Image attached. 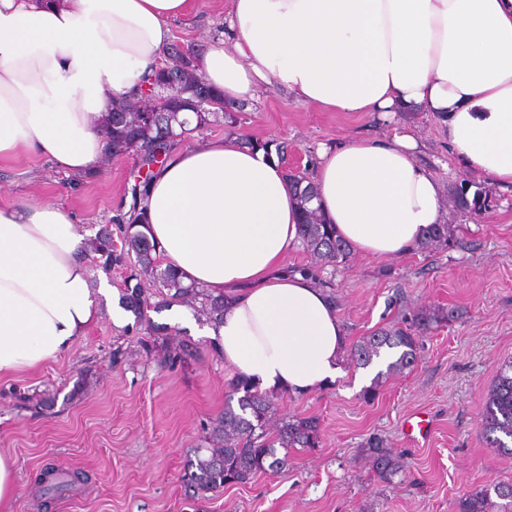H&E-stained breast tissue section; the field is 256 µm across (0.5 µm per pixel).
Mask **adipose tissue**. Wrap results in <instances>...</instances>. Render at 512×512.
I'll use <instances>...</instances> for the list:
<instances>
[{"instance_id": "obj_1", "label": "adipose tissue", "mask_w": 512, "mask_h": 512, "mask_svg": "<svg viewBox=\"0 0 512 512\" xmlns=\"http://www.w3.org/2000/svg\"><path fill=\"white\" fill-rule=\"evenodd\" d=\"M190 0H0V161L49 158L73 179L111 147L112 103L139 94ZM229 39L198 59L227 104L276 87L324 112L396 118L388 139L320 147L316 207L359 254L417 249L446 221L442 185L400 123L427 112L458 163L512 187V0H227ZM148 236L184 283L224 296L208 328L232 379L298 396L343 374L345 331L314 277L286 271L300 201L264 150L200 141L155 170ZM85 239L61 206L0 205V377L68 351L97 319Z\"/></svg>"}]
</instances>
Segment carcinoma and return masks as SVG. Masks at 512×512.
<instances>
[{
  "mask_svg": "<svg viewBox=\"0 0 512 512\" xmlns=\"http://www.w3.org/2000/svg\"><path fill=\"white\" fill-rule=\"evenodd\" d=\"M169 62L155 69L150 78L155 86L174 84L182 91L176 105L182 112H128L127 103L118 102L106 112L103 133L112 145V154L132 153L138 164L149 167L159 150L170 156L195 128L212 122H223L231 133L237 130L235 112H197L193 104L208 99L219 101L216 93L198 73L196 53L174 45L166 51ZM288 180L299 192L300 244L323 266H346L351 247L336 236L333 225L326 223L319 210L309 207L315 188L307 177L288 174ZM148 182L131 186L133 206L123 225L118 227L122 245L116 246L112 226L100 227L86 242L88 255L104 270L128 267L130 274L121 289L120 304L134 316L135 325L144 331L139 347L146 359L161 367L174 368L195 359L198 344L189 337H179L165 323L154 321L149 312L159 313L173 305L190 306L199 321L214 326L224 316V297L207 289L185 284L178 273L165 265L157 245L142 231L145 213L138 208L147 191ZM450 196L462 211L482 209V190H466V184L452 187ZM448 241V225L437 224L422 243L430 249ZM448 312L440 307H422L405 319L403 325L382 328L363 336L349 350L351 362L367 367L380 358L385 349L397 350L398 356L387 365L386 373H402L414 367L422 345V335L432 326L446 320ZM274 403L248 379L235 381L226 395L224 411L210 421L209 448H197L185 473L186 487L196 499L227 485L247 484L259 473H276L288 464V455L277 456V449L315 448L320 443L321 423L316 416H290L272 421ZM481 427L492 447L512 456V360L497 370L484 399ZM373 460L375 477L388 483L399 473V456L383 441L367 442ZM458 512H512V484L491 481L459 501Z\"/></svg>",
  "mask_w": 512,
  "mask_h": 512,
  "instance_id": "carcinoma-1",
  "label": "carcinoma"
}]
</instances>
